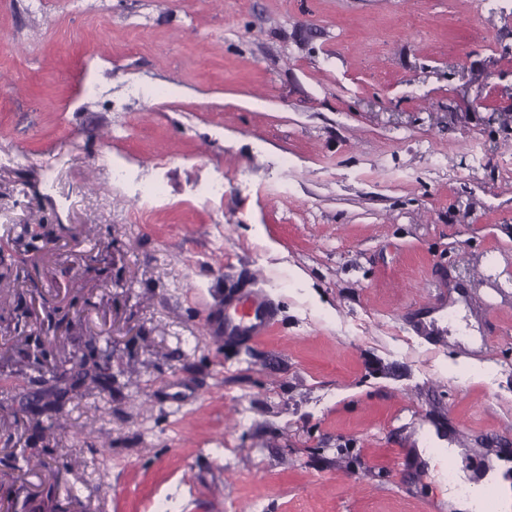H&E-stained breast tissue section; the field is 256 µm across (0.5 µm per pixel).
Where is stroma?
I'll list each match as a JSON object with an SVG mask.
<instances>
[{"instance_id":"obj_1","label":"stroma","mask_w":512,"mask_h":512,"mask_svg":"<svg viewBox=\"0 0 512 512\" xmlns=\"http://www.w3.org/2000/svg\"><path fill=\"white\" fill-rule=\"evenodd\" d=\"M48 11L0 0V240L40 248L0 292V410L42 389L35 288L74 300L53 354L95 337L112 388L58 427L0 421L14 512H440L449 457L411 462L416 435L476 468L512 448V0ZM149 181L163 197L134 210ZM251 287L274 326L215 335ZM33 455L63 480L25 475Z\"/></svg>"}]
</instances>
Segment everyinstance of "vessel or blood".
Segmentation results:
<instances>
[{
  "label": "vessel or blood",
  "instance_id": "obj_1",
  "mask_svg": "<svg viewBox=\"0 0 512 512\" xmlns=\"http://www.w3.org/2000/svg\"><path fill=\"white\" fill-rule=\"evenodd\" d=\"M275 317V307L262 291L242 290L225 302L224 315L215 330L227 337L254 339L269 330Z\"/></svg>",
  "mask_w": 512,
  "mask_h": 512
}]
</instances>
